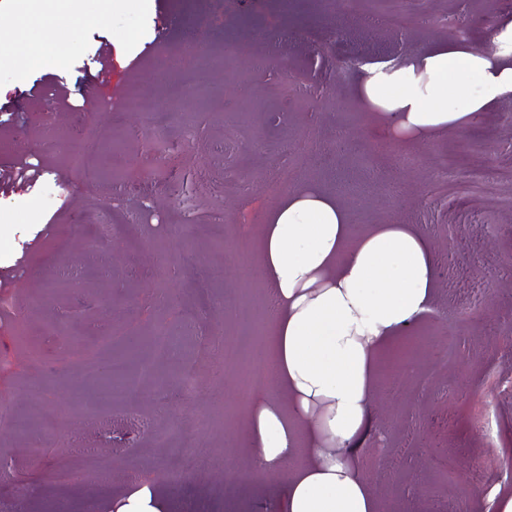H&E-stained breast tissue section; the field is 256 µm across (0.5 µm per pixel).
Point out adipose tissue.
<instances>
[{
  "mask_svg": "<svg viewBox=\"0 0 512 512\" xmlns=\"http://www.w3.org/2000/svg\"><path fill=\"white\" fill-rule=\"evenodd\" d=\"M359 97L398 137L464 131L465 118L512 95V30L495 49L436 46L394 69L367 66ZM435 254L406 224L354 230L334 195L302 187L261 224L255 264L278 298L261 360L264 402L245 418L241 472H283L272 512H377L350 455L372 423L375 362L426 311Z\"/></svg>",
  "mask_w": 512,
  "mask_h": 512,
  "instance_id": "adipose-tissue-1",
  "label": "adipose tissue"
}]
</instances>
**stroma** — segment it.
Returning <instances> with one entry per match:
<instances>
[{
  "label": "stroma",
  "mask_w": 512,
  "mask_h": 512,
  "mask_svg": "<svg viewBox=\"0 0 512 512\" xmlns=\"http://www.w3.org/2000/svg\"><path fill=\"white\" fill-rule=\"evenodd\" d=\"M384 6L0 0V170L20 155L39 167L0 184V406L22 415L43 393L50 426L19 438L0 424V512H117L144 485L168 512H269L279 475H227L249 405L237 362L207 345L263 342L262 283L235 262L266 212L307 186L336 195L356 228L412 225L437 257L434 301L402 333L414 368L381 355L356 452L378 512H494L512 494V96L464 133L404 142L355 95L363 66L403 65L458 29L493 46L512 0H404L407 27L366 25ZM36 14L50 24H29ZM20 43L36 63L20 66ZM189 67L204 84L174 91ZM60 95L67 106L45 114ZM476 165L485 179H469ZM115 179L157 190L104 197ZM205 268L226 274L203 298ZM228 294L252 323L225 311ZM161 325L175 353L156 382L104 398L105 364L150 354ZM450 342L451 362L429 350ZM188 364L194 391L162 399L158 380ZM199 442L210 464L171 480L178 449Z\"/></svg>",
  "instance_id": "stroma-1"
}]
</instances>
